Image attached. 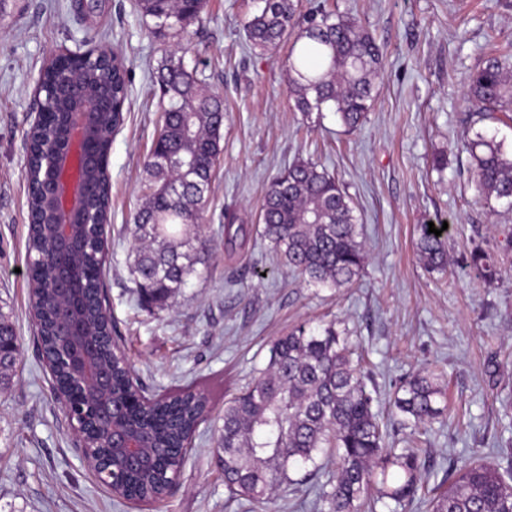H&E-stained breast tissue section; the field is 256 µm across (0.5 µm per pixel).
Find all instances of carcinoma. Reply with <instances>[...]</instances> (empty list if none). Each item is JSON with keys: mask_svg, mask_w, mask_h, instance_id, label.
I'll use <instances>...</instances> for the list:
<instances>
[{"mask_svg": "<svg viewBox=\"0 0 512 512\" xmlns=\"http://www.w3.org/2000/svg\"><path fill=\"white\" fill-rule=\"evenodd\" d=\"M261 10L244 26L247 40L263 53H273L293 38L283 61L288 97L306 115L335 113L343 126L360 127L376 98V76L383 50L362 21L316 8L296 17L294 0H262ZM206 0H138L144 16L163 30L180 31L199 17ZM496 55L470 78L469 102L478 113L512 114V41L495 44ZM80 72L79 89L106 102L100 113L92 150L97 164L89 183V223L79 231L74 269L81 296L76 299L85 320L99 331L111 330L102 298V259L92 226L109 206V159L112 135L123 119L127 100L124 68L104 63L74 64L65 59L39 75L51 92L42 99L46 119L28 133L32 148L62 145L64 110L73 92L65 71ZM160 98L167 101L153 140L144 201L134 217L138 242L133 261L136 291L149 307L165 309L195 273L201 220L207 192L222 153L224 98L202 85L184 56L173 52L155 76ZM465 149L474 166L476 188L492 203L512 206V152L482 135ZM262 234L282 266L308 285L350 287L366 254L359 240L358 218L351 198L338 180L318 164L296 160L270 182L259 210ZM448 233L437 236L419 225L417 251L424 265L442 269L448 260ZM53 248L44 225H29V255ZM472 264L485 280L497 269L481 249ZM28 276L41 298L38 333L50 348L57 335L53 308L62 303L51 287L48 269L28 264ZM112 389L133 399L124 422L152 441L158 459H185L198 425L210 411V400L179 388L138 398L143 390L123 366L112 369ZM443 375L423 371L410 376L394 394L393 407L413 424L436 419L446 407ZM374 398L354 364L349 337L333 325L312 330L299 327L277 338L269 362L254 382L224 401V424L214 453L221 461L224 484L235 497L262 512L277 489L291 481L293 469L315 464L318 454L336 458V477L319 494L322 512H362L389 499L397 504L414 498L421 483L415 448L384 447ZM165 473L129 461L116 494L161 506L169 495ZM431 512H512V483L491 459L464 463L448 474V489L435 496Z\"/></svg>", "mask_w": 512, "mask_h": 512, "instance_id": "carcinoma-1", "label": "carcinoma"}]
</instances>
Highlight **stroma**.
Returning a JSON list of instances; mask_svg holds the SVG:
<instances>
[{
	"mask_svg": "<svg viewBox=\"0 0 512 512\" xmlns=\"http://www.w3.org/2000/svg\"><path fill=\"white\" fill-rule=\"evenodd\" d=\"M362 19L383 49L367 123L347 131L336 114L304 115L288 101V52L254 50L243 30L260 0H208L180 38L157 33L137 0H102L96 13L74 0H6L0 16V311L20 355L0 387V512H137L100 484L83 461L52 391L30 312L27 264L26 133L35 87L49 54L99 46L125 66L128 98L112 137L111 197L102 281L112 334L148 393L192 386L213 410L186 455L162 512H249L232 496L213 452L224 400L269 360L272 342L292 328L334 323L364 358L379 395L387 445L418 444L427 488L407 505L375 512H428V490L474 455L512 474V208L479 199L474 170L457 142L483 135L512 150V125L472 112L468 75L491 57L489 37L512 33V0H294ZM200 82L224 96V141L213 177L197 273L172 309L141 305L132 273L129 226L161 111L154 83L175 43ZM320 163L342 182L359 218L366 263L351 287L305 285L276 262L256 214L273 176L294 160ZM248 227L246 242L224 246V215ZM448 223V264L428 271L416 228ZM494 255L499 275H475L470 254ZM425 368L445 372L447 410L419 427L402 425L388 399ZM331 456L311 475L293 474L269 512H317Z\"/></svg>",
	"mask_w": 512,
	"mask_h": 512,
	"instance_id": "obj_1",
	"label": "stroma"
}]
</instances>
